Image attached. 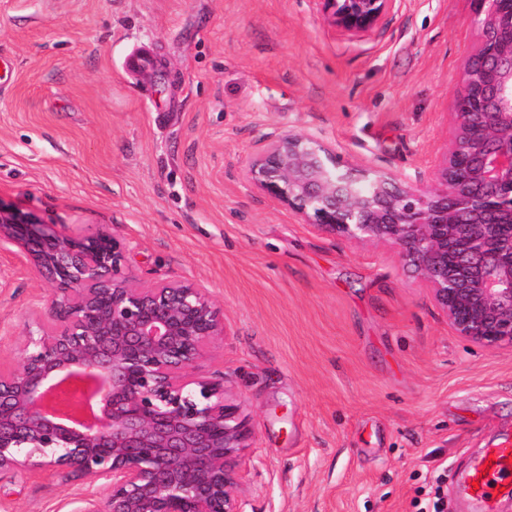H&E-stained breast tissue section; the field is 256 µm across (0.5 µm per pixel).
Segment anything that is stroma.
<instances>
[{"label": "stroma", "mask_w": 512, "mask_h": 512, "mask_svg": "<svg viewBox=\"0 0 512 512\" xmlns=\"http://www.w3.org/2000/svg\"><path fill=\"white\" fill-rule=\"evenodd\" d=\"M479 36L472 0H393L359 35L320 0H0V205L107 230L140 280L223 307L201 370L246 419L245 512H512L461 489L512 434V348L458 336L390 246L326 234L245 176L301 133L432 185ZM49 290L0 242V366ZM105 496L67 469L0 473V512Z\"/></svg>", "instance_id": "1"}]
</instances>
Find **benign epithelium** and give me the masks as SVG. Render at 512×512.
I'll return each mask as SVG.
<instances>
[{
	"mask_svg": "<svg viewBox=\"0 0 512 512\" xmlns=\"http://www.w3.org/2000/svg\"><path fill=\"white\" fill-rule=\"evenodd\" d=\"M333 25L375 28L391 0H322ZM481 34L451 109L446 166L433 187L345 166L301 134L246 168L261 190L320 230L392 246L448 322L485 348L512 347V0H475ZM0 240L51 285V321L0 367V471L72 469L106 488L79 512H245L247 430L224 384L199 372L224 311L192 282H141L124 244L71 235L0 206ZM76 371L108 386L92 420L46 414Z\"/></svg>",
	"mask_w": 512,
	"mask_h": 512,
	"instance_id": "1",
	"label": "benign epithelium"
}]
</instances>
